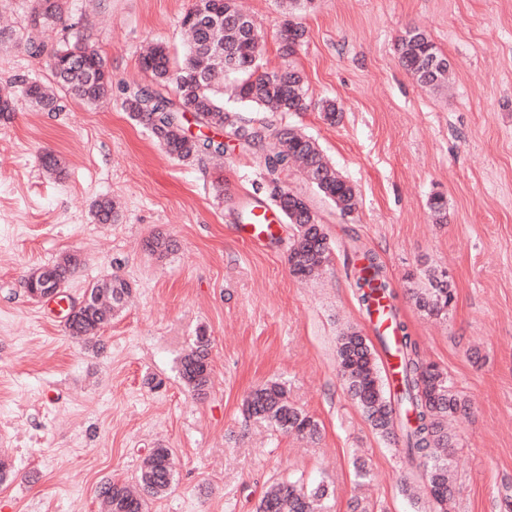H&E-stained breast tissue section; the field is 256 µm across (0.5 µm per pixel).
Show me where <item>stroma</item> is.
Instances as JSON below:
<instances>
[{
    "label": "stroma",
    "instance_id": "1",
    "mask_svg": "<svg viewBox=\"0 0 512 512\" xmlns=\"http://www.w3.org/2000/svg\"><path fill=\"white\" fill-rule=\"evenodd\" d=\"M88 2L72 0L68 20L88 17L111 97L93 106L66 98L58 112L20 97L0 119V459L14 469L0 483V512H100L104 484L137 485L159 445L172 451L175 481L148 512H256L282 480L328 486V512L358 502L369 512H436L409 492L419 470L400 438L373 429L338 372V336L371 333L354 286L366 251L385 266L420 358L466 403L449 421L451 512H512V0H312L294 14L307 34L290 57L278 39L282 0H234L263 32L265 70H302L313 103L243 115L312 137L358 196L348 217L314 197L332 252L308 281L289 270L295 225L280 223L260 247L240 232L239 212L270 192L256 155L232 148L220 167L178 161L124 110L125 88L150 81L139 64L149 42L182 57L180 19L197 0ZM410 28L447 56V86L423 88L401 65L397 40ZM48 77L43 59L0 44V88ZM325 97L336 101V123L315 107ZM46 151L59 173L43 170ZM436 193L447 202L443 224L428 206ZM102 197L117 202L116 222H94ZM157 234L172 242L162 257L146 248ZM72 252L83 264L68 298L113 273L133 287L96 349L22 287L30 271ZM441 273L454 300L433 316L413 292ZM202 329L213 344L200 397L183 386L178 362ZM269 380L318 422V439L244 420V398ZM358 459L367 480L355 475Z\"/></svg>",
    "mask_w": 512,
    "mask_h": 512
}]
</instances>
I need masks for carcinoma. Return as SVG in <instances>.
I'll return each mask as SVG.
<instances>
[{"instance_id":"carcinoma-1","label":"carcinoma","mask_w":512,"mask_h":512,"mask_svg":"<svg viewBox=\"0 0 512 512\" xmlns=\"http://www.w3.org/2000/svg\"><path fill=\"white\" fill-rule=\"evenodd\" d=\"M216 7L224 14V22L216 26H197L191 21L192 9L182 16L180 25L188 40L181 62L173 61L167 44L151 45L140 61L151 82L126 90L125 110L152 133L167 154L180 161L224 156L226 145L220 132L226 130L239 141L241 149L259 154L265 178L273 185V204L285 212L288 223L297 225V237L288 254L291 272L300 279H309L329 259L327 235L310 200L279 185V175L291 168L300 169L306 182L343 216L356 208L354 188L307 135L293 128L280 129L276 132L278 149L265 152L263 143L270 125H256L241 113L224 108L220 94L224 92V79L230 75L235 77L234 97L265 112H305L310 102L300 70L293 66L276 71L262 69L261 35L257 32L252 39L237 24L241 12L233 0H217ZM68 12L69 0H53L51 9L45 13L37 12V0H32L21 30H0V42L14 41L31 56L45 59L52 82L26 81L21 87L22 95L45 112L59 109L60 91L88 104H97L112 92V80L96 76L94 68L107 70L109 65L90 45V35L82 21L70 24L68 34L56 42L43 38L44 33L64 22ZM285 23L286 34L279 35V40L284 55L291 56L305 42L306 29L291 18ZM397 50L402 66L417 83L433 90L447 84L451 65L426 32L406 31ZM189 110L197 113L198 126L211 127L216 134L202 133L191 141L184 138L179 127L188 123ZM428 206L437 222L446 221L443 195H432ZM92 216L98 224H112L119 214L116 204L103 197L94 202ZM363 259L355 273V286L362 306L369 310L379 299L392 296V291L386 268L377 257L366 253ZM78 265V258L69 256L49 270L63 285ZM429 284L430 287L415 292L416 303L428 314L438 316L448 309L453 294L448 281L436 275L430 277ZM131 291L130 282L117 274L94 283L90 294L95 301L79 310L74 324L67 327L69 336L86 344H97L100 331L112 322ZM392 317L398 332L401 375L396 394L386 395L376 352L367 338L355 330L339 337L338 370L351 398L375 429L386 433L397 427L394 414L406 411L407 423L400 426L405 456L408 462L423 468V480L437 512H448L455 489L449 482L448 458L444 454L453 443L446 420L463 407V402L451 389L445 373L436 364L419 358L416 343L397 314ZM210 345L206 331L200 330L179 362L184 386L199 396L207 394L211 383ZM243 412L285 434L311 438L318 434L317 422L289 403L288 389L278 381L254 389L244 401ZM174 478L171 450L162 445L153 448L141 469L140 492L134 495L119 482L105 484L100 494L101 512H148L149 501L166 494ZM326 495L322 485L307 489L297 481H283L266 491L257 512H318Z\"/></svg>"}]
</instances>
